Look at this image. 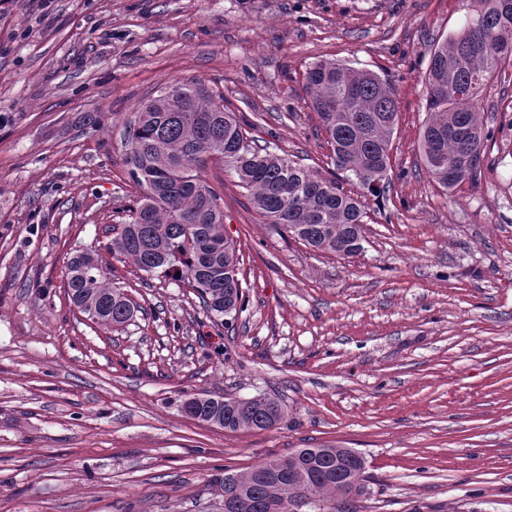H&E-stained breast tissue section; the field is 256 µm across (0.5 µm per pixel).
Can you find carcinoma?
Returning a JSON list of instances; mask_svg holds the SVG:
<instances>
[{
    "instance_id": "cac0c4a2",
    "label": "carcinoma",
    "mask_w": 512,
    "mask_h": 512,
    "mask_svg": "<svg viewBox=\"0 0 512 512\" xmlns=\"http://www.w3.org/2000/svg\"><path fill=\"white\" fill-rule=\"evenodd\" d=\"M471 3L466 25L435 47L424 75L421 151L429 177L448 193L481 179L494 132L476 99L499 65L512 62V0ZM304 80L343 176L326 177L257 145L223 96L201 83L178 81L145 102L126 128L130 176L142 198L125 221L112 225V253L131 258L145 273L187 278L226 326L244 310L239 260L224 232L220 196L201 176L207 157L224 160L250 188L265 223L321 252H359L367 218L363 198L380 197L389 187L396 96L380 75L332 61L312 63ZM346 181L356 190L345 191ZM67 288L71 301L100 325L118 327L134 316V304L107 282L92 252L69 258ZM181 409L232 432L270 429L283 418L279 402L261 395H196ZM364 469L351 448H299L255 467L226 468L219 488L228 512H290L287 506L310 499L319 502V512H346L349 497L364 491Z\"/></svg>"
}]
</instances>
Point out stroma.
Wrapping results in <instances>:
<instances>
[{
	"label": "stroma",
	"mask_w": 512,
	"mask_h": 512,
	"mask_svg": "<svg viewBox=\"0 0 512 512\" xmlns=\"http://www.w3.org/2000/svg\"><path fill=\"white\" fill-rule=\"evenodd\" d=\"M469 0H0V512H224L215 481L299 448L363 456L350 512H512V66L477 106L495 137L480 182L445 193L421 153L432 50ZM397 96L383 197L360 252L264 224L207 160L247 304L217 323L188 279L112 253L136 205L126 124L178 81L223 95L249 136L332 169L304 89L317 60ZM97 252L136 307L103 327L66 292ZM195 394L284 410L235 432Z\"/></svg>",
	"instance_id": "stroma-1"
}]
</instances>
